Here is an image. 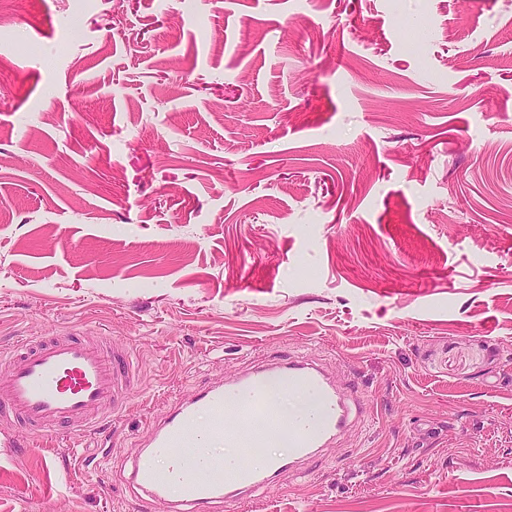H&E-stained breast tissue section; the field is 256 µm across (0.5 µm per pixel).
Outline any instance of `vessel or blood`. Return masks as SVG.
I'll return each mask as SVG.
<instances>
[{"instance_id":"obj_1","label":"vessel or blood","mask_w":512,"mask_h":512,"mask_svg":"<svg viewBox=\"0 0 512 512\" xmlns=\"http://www.w3.org/2000/svg\"><path fill=\"white\" fill-rule=\"evenodd\" d=\"M8 361V372L0 376V442L11 441L18 425L46 437L101 427L136 383L129 350L76 332L22 342ZM272 382L292 395H314L316 428L304 430L284 421L265 395ZM202 412L208 416L203 424L198 421ZM367 414L357 388L337 384L316 362L290 357L263 361L176 402L154 424L146 449L128 460V484L135 496L155 501L177 483L186 512H219L225 499L267 489L293 472L296 462L336 443ZM283 435L293 450L288 463L273 461L257 470L225 468L218 455L202 464L196 460L202 436L226 441L243 455L276 447Z\"/></svg>"}]
</instances>
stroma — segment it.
<instances>
[{"mask_svg":"<svg viewBox=\"0 0 512 512\" xmlns=\"http://www.w3.org/2000/svg\"><path fill=\"white\" fill-rule=\"evenodd\" d=\"M58 332L138 380L0 512H170L153 421L305 355L367 421L223 512H512V0H0V352Z\"/></svg>","mask_w":512,"mask_h":512,"instance_id":"stroma-1","label":"stroma"}]
</instances>
